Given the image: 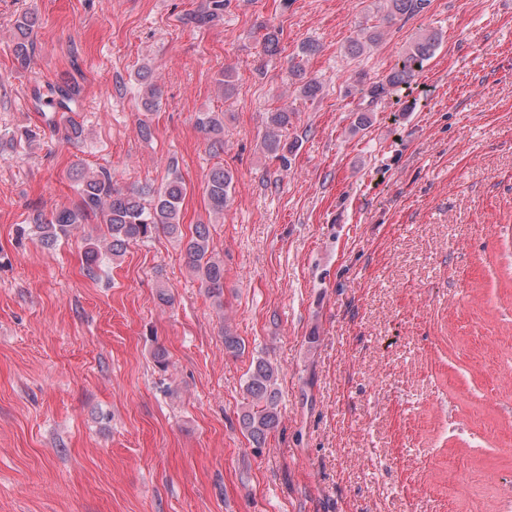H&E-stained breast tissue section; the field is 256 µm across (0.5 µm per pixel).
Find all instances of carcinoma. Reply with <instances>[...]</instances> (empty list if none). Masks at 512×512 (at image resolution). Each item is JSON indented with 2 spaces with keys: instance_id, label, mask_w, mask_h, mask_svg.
<instances>
[{
  "instance_id": "cac0c4a2",
  "label": "carcinoma",
  "mask_w": 512,
  "mask_h": 512,
  "mask_svg": "<svg viewBox=\"0 0 512 512\" xmlns=\"http://www.w3.org/2000/svg\"><path fill=\"white\" fill-rule=\"evenodd\" d=\"M385 2L388 9L386 18L391 19L420 13L426 0ZM223 14L224 0H206L203 9L187 15L186 21L198 26L205 25ZM36 23L37 15L24 14L15 24L12 53L21 70L28 68L32 60V32ZM378 37L376 30L363 33L362 37L350 43L348 54L362 55L377 42ZM441 41L440 31H429L422 35L395 63L385 80L364 90V96L374 102L391 90L400 91L410 86L416 73L434 55ZM293 69L300 80L301 95L310 100L316 98L322 91L321 84L306 77L301 64H293ZM137 76L141 85V109L145 112L158 111L163 96L159 75L144 66ZM49 93L57 97L59 109L69 111L71 106L79 102L80 87L73 81H64L50 86ZM289 122L290 116L286 109L269 113L264 135L266 148L284 162L288 161L287 154L295 148L294 144L282 140L283 130ZM196 124L208 135L212 149L217 151L224 148V113L199 112ZM72 179L76 182L78 202L71 207L55 210L49 218L39 214L34 219V228L46 245L53 246L59 240L71 236L82 225L94 220L100 221L107 229L105 246H100L99 241L91 237L85 239L84 245L86 270L93 274L100 267L103 254H108L114 261L118 260L125 255L131 244L161 228L183 242L189 266L210 296L217 301L221 300L224 295V263L213 253L209 225H194L187 239L182 234V208L188 188L175 166L169 167L167 180L158 188L147 185L139 190H124L114 184L111 173L104 168L89 173L77 171L72 174ZM232 188L233 175L224 166L216 165L209 171L205 192L212 213H224L231 201ZM277 380L278 368L264 359L257 360L248 374L245 387L247 404L241 413L240 423L257 448L265 443L268 433L280 421Z\"/></svg>"
}]
</instances>
